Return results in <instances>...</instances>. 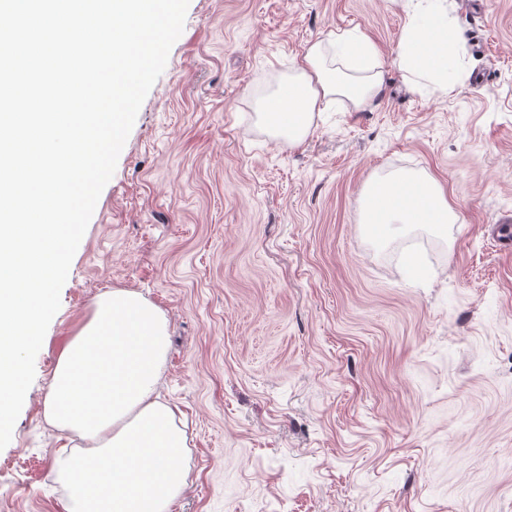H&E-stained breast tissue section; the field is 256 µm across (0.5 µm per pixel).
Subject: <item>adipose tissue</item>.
<instances>
[{
    "instance_id": "1",
    "label": "adipose tissue",
    "mask_w": 512,
    "mask_h": 512,
    "mask_svg": "<svg viewBox=\"0 0 512 512\" xmlns=\"http://www.w3.org/2000/svg\"><path fill=\"white\" fill-rule=\"evenodd\" d=\"M448 16L437 0L411 15L405 26L401 64L414 76H439L451 93L455 80L443 77L449 55ZM335 57H328V49ZM382 90L378 53L365 38L343 30L309 46L288 76L287 90L259 102L258 118L273 137L303 140L315 112L342 97L362 110ZM369 224H453L445 191L412 171H395L373 181L364 193ZM167 347L166 321L137 294L117 289L97 302L91 318L63 348L53 391L70 403L49 399L45 411L56 427L77 434L87 453L82 462L63 460V472L81 512H109V499H124L125 512H167L184 476L160 465L156 449L170 460L186 445L174 413L153 393Z\"/></svg>"
}]
</instances>
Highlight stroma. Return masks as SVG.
<instances>
[{
	"mask_svg": "<svg viewBox=\"0 0 512 512\" xmlns=\"http://www.w3.org/2000/svg\"><path fill=\"white\" fill-rule=\"evenodd\" d=\"M416 2L189 0L0 450V512H76L58 454L82 442L44 404L115 289L168 324L159 394L187 434L169 512H512V250L492 236L512 216V0H451L448 95L398 65ZM336 29L377 48L380 97L271 138L260 98ZM400 170L447 189L449 237L365 224L364 187Z\"/></svg>",
	"mask_w": 512,
	"mask_h": 512,
	"instance_id": "stroma-1",
	"label": "stroma"
}]
</instances>
